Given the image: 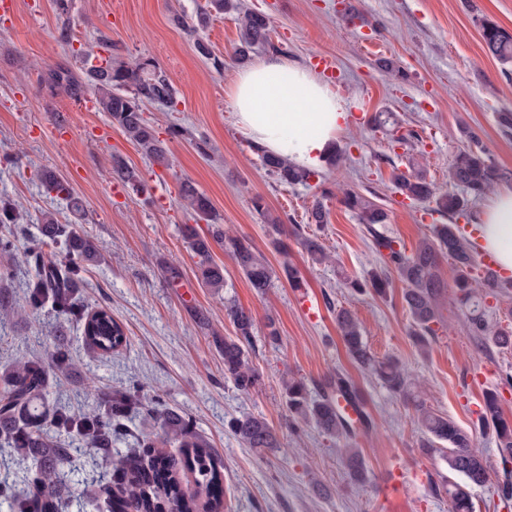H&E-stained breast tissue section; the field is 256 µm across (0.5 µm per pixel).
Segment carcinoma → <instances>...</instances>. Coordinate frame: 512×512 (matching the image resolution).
<instances>
[{
  "instance_id": "carcinoma-1",
  "label": "carcinoma",
  "mask_w": 512,
  "mask_h": 512,
  "mask_svg": "<svg viewBox=\"0 0 512 512\" xmlns=\"http://www.w3.org/2000/svg\"><path fill=\"white\" fill-rule=\"evenodd\" d=\"M482 39L492 57L503 63L512 62V32L485 22ZM261 50L278 52L280 48L271 41L269 18L261 12L248 11L240 20L238 59L244 62L250 54ZM85 75L83 82L61 73L53 75V80L66 82L75 98L93 91L102 111L108 113L112 123L147 159L168 164L166 147L141 109L143 103L173 104L175 89L168 75L148 59L131 65L110 58L102 65L87 66ZM254 149L261 153L268 173L281 184L305 183L315 176V172L296 168L257 145ZM112 176L137 193L148 192L147 181L119 158L112 161ZM500 178L501 173L484 152L470 147L459 151L448 169L450 191L440 192L420 168L395 173L393 184L395 192L404 198L433 203L434 212L446 217L466 212L469 202L484 196ZM42 181L48 191L64 194L73 211L83 210L81 200L61 177L46 172ZM181 197L200 218L208 222L214 220L209 198L190 182L181 183ZM341 202L357 215L359 223L367 225L374 249L384 260L382 268L348 280L347 287L354 293L370 292L383 297L391 287L389 270H394L404 285L402 300L412 319L413 336L419 350H427L430 339L436 335L434 326L441 321L445 285L439 278L438 266L445 256L452 259L457 269V298L469 311L471 333L485 337L499 348L512 347V331L485 320L475 289L480 283L491 291L505 294L512 283H502L490 276L479 281L474 278L475 252L460 235L457 225H435L433 236L423 239L415 251L407 255L374 228L388 219L383 208L352 190L344 193ZM252 206L274 233H281L280 218L272 215L262 196L253 197ZM41 233L43 239L69 256V264L48 262L40 252H35V275L28 284L26 307L37 311L48 306L66 321L76 323L83 344L96 355H108L126 346L127 336L109 310L99 308L86 312L78 302L80 264L95 261L100 256V245L95 239L69 229L68 225L57 223L51 214L44 216ZM186 236L197 258L198 277L206 286L226 287L224 267L213 258V244L222 242L258 294L263 295L272 287L275 272L251 240L228 236L218 225L207 235L189 227ZM302 244L312 260L321 263L327 260L317 239L305 236ZM226 311L236 334L224 337L222 343L224 378L238 390L249 392L260 382L249 360L255 319L250 312L234 304L227 306ZM336 324L355 364L374 371L390 391L411 394L412 382L407 374L396 361H379L373 357L358 321L348 310L336 311ZM73 365L68 352L59 348L49 363L39 358H21L0 371V451H7L10 459L20 466L15 480L0 481V508L6 507L7 512H69L72 508L76 512H87V506L92 504L97 512H224V474L213 448L197 431L190 416L157 402L150 411L159 424L158 439L151 435L138 436L137 447L115 453L113 445L129 432L130 414L142 405L139 387L103 391L91 385L88 391L94 406L83 413L66 406L46 408L51 379ZM282 386L289 420L296 429L303 424L312 425L329 437L350 440L357 432L367 433L374 427L370 414L361 406L354 381L343 373L328 378L315 397L300 379H286ZM416 410L418 422L424 429L420 451L430 456L442 455L448 468L464 477L463 483L444 487L451 512H473L469 488L485 483L486 461L474 449L470 435L448 417L421 402L416 404ZM478 421L482 429L494 434L501 461L512 463V422L502 417L496 391L485 392ZM228 428L247 448L273 451L280 447L274 430L259 417L233 418ZM439 441L447 443L448 447H439ZM167 446L175 448L177 454L167 452ZM340 452L349 479L354 483L365 482L367 468L361 451L350 445ZM81 457L92 462L98 470L96 477L74 479L75 473L82 470V465L78 464ZM186 473L193 477L195 489L192 492L187 491L181 478Z\"/></svg>"
}]
</instances>
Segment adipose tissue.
Returning a JSON list of instances; mask_svg holds the SVG:
<instances>
[{
    "label": "adipose tissue",
    "mask_w": 512,
    "mask_h": 512,
    "mask_svg": "<svg viewBox=\"0 0 512 512\" xmlns=\"http://www.w3.org/2000/svg\"><path fill=\"white\" fill-rule=\"evenodd\" d=\"M229 97L238 124L258 145L308 171L324 165L350 123L347 104L313 71L285 58L239 72ZM477 232L479 250L512 274V186L495 189Z\"/></svg>",
    "instance_id": "adipose-tissue-1"
}]
</instances>
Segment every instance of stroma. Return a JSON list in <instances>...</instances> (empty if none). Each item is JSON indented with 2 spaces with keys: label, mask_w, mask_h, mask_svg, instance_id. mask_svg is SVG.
Here are the masks:
<instances>
[{
  "label": "stroma",
  "mask_w": 512,
  "mask_h": 512,
  "mask_svg": "<svg viewBox=\"0 0 512 512\" xmlns=\"http://www.w3.org/2000/svg\"><path fill=\"white\" fill-rule=\"evenodd\" d=\"M242 2L267 14L282 57L312 70L321 56L336 59L339 80L330 89L350 105L351 124L339 138L340 156L307 183L276 182L236 122L228 92L245 64L268 57L259 51L248 63L237 60L236 12L213 14L193 36L172 16L195 22L208 0H71L64 21L52 0H18L14 11H0V197L15 203L18 214L17 224L0 223V237L14 240L11 254L0 253V272L10 275L0 279V304L24 302L34 273L27 252L50 212L99 242L103 258L82 269L78 297L84 307L109 310L128 336L126 347L101 357L85 349L75 324L51 309L22 312L0 333V368L22 356L50 357L61 347L79 370L53 378L48 405L82 412L92 403L88 383L104 390L137 384L144 399L188 414L217 451L224 512H449L447 496L433 487L460 476L440 456L420 453V400L470 434L487 461V482L471 491L474 512H512V500L499 496L512 472H504L492 433L476 427L488 390L499 393L502 413L512 421V349L486 346L471 335L466 309L450 290L429 351L420 354L400 281L384 298L346 287L347 279L381 261L365 225L340 202L347 189L374 201L388 215L380 232L410 252L442 218L395 193L394 170L421 167L444 189L455 154L471 146L484 151L502 183L512 184V134L499 124L500 113H512V63L492 57L480 35L487 20L512 32V0ZM198 37L223 60V69L196 52ZM88 50L102 60L149 59L168 74L174 105H146L144 116L167 147L169 167L149 162L101 111L93 92L76 99L48 83L59 70L82 78L81 54ZM381 112L395 113L400 132H414L417 141L394 143L373 123ZM116 156L143 175L150 194L113 179ZM47 168L81 198L83 215L42 186ZM185 180L210 199L224 231L249 238L273 267L289 260L303 288H291L280 275L265 295L256 294L220 245L213 255L224 266L226 286L217 292L202 284L183 229L203 232L207 225L180 197ZM256 195L281 217L283 234H273L255 212ZM317 201L328 211L320 225L308 221ZM305 235L324 246L328 264L312 263L301 244ZM168 263L182 271L176 282L165 277ZM229 302L255 318L250 360L260 383L248 393L225 379L216 343L234 333L225 312ZM341 308L357 319L376 358H393L405 370L413 397L390 392L352 363L336 327ZM272 326L274 343L267 337ZM339 370L355 381L375 421L354 441L369 471L362 484L348 480L340 441L310 426L291 427L282 393L283 376L304 380L314 393ZM246 414L268 422L278 451L258 453L230 433L229 421Z\"/></svg>",
  "instance_id": "stroma-1"
}]
</instances>
